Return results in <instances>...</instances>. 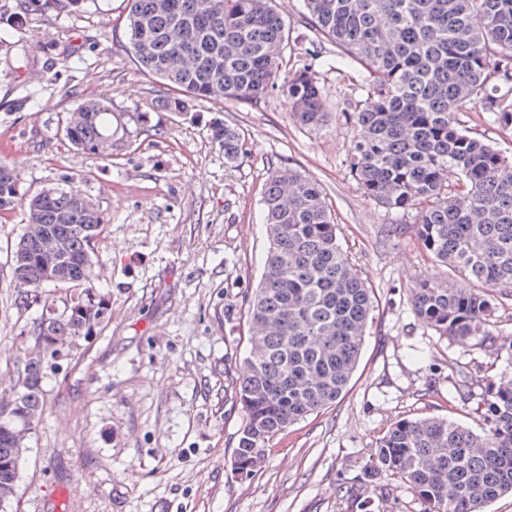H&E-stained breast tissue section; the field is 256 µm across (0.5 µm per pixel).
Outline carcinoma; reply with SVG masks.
Instances as JSON below:
<instances>
[{"label":"carcinoma","mask_w":512,"mask_h":512,"mask_svg":"<svg viewBox=\"0 0 512 512\" xmlns=\"http://www.w3.org/2000/svg\"><path fill=\"white\" fill-rule=\"evenodd\" d=\"M94 0H0V21L54 11L79 15ZM317 41L363 69L365 106L351 175L372 201L416 211L414 232L437 261L480 284L467 292L421 280L416 315L452 341L497 345L489 330L495 294L512 293V158L461 124L480 100L504 134L512 133V0H305ZM126 50L141 71L171 87L165 112L185 115L195 99L258 103L279 92L298 101L303 127H321L325 99L315 64L283 68L285 25L272 0H126ZM497 84L488 87L490 80ZM506 87L501 93L499 89ZM65 119L76 149L98 153L112 139V104L87 98ZM224 157L244 154L239 131L212 126ZM75 173L51 188L20 193L18 173L0 163V215L27 211L11 250L18 304L43 303L28 329L32 346L0 397V512H13L20 461L43 410L42 383L108 308L93 285L95 246L109 223ZM268 251L258 287L246 299L249 350L234 398L244 415L232 463L244 478L260 466L270 440L329 408L347 390L375 292L336 234L319 184L295 169H275L261 200ZM66 290L63 308L44 292ZM483 429L445 417L399 419L383 431L364 467L363 490L383 479L406 483L427 512H484L512 494V376L485 382Z\"/></svg>","instance_id":"carcinoma-1"}]
</instances>
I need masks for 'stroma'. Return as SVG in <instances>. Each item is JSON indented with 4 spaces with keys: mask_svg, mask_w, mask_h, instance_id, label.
Wrapping results in <instances>:
<instances>
[{
    "mask_svg": "<svg viewBox=\"0 0 512 512\" xmlns=\"http://www.w3.org/2000/svg\"><path fill=\"white\" fill-rule=\"evenodd\" d=\"M289 28L284 57L311 51L304 0H274ZM126 0H97L82 16L48 13L8 28L32 58L0 51V161L34 192L68 173L109 218L96 245L93 282L109 302L93 337L80 341L43 381L45 404L30 435L17 487L18 512H424L413 490L383 481L360 506L378 437L404 417L443 416L479 429L463 379L499 378L512 351L442 339L414 312L417 281L471 282L435 261L413 235L391 238L413 213L368 199L350 176L364 104L360 69L319 66L326 99L322 129L299 126L278 93L257 104L206 99L190 115L158 111L165 85L139 72L127 53ZM80 48L71 66L69 46ZM38 90L34 106L12 103ZM112 104L107 154L77 153L58 127L81 100ZM239 129L246 154L224 158L211 127ZM294 168L321 186L345 250L379 306L347 392L267 446L261 468L240 478L231 465L244 423L231 383L248 351L245 299L268 249L261 198L271 170ZM25 216L0 224V389L30 346L40 304L15 303L10 244Z\"/></svg>",
    "mask_w": 512,
    "mask_h": 512,
    "instance_id": "stroma-1",
    "label": "stroma"
}]
</instances>
